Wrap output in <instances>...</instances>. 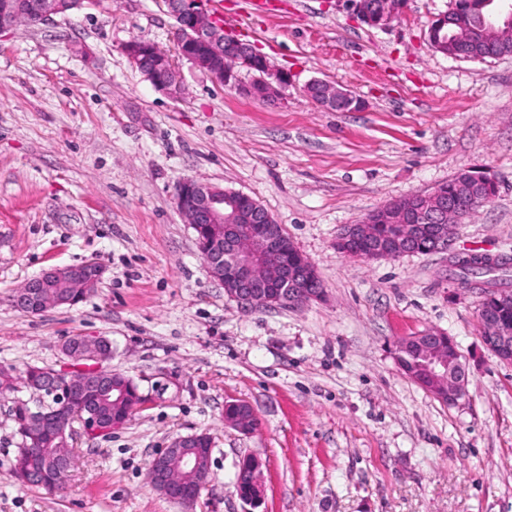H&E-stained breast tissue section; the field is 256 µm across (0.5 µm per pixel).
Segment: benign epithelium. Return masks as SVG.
Returning a JSON list of instances; mask_svg holds the SVG:
<instances>
[{
  "mask_svg": "<svg viewBox=\"0 0 512 512\" xmlns=\"http://www.w3.org/2000/svg\"><path fill=\"white\" fill-rule=\"evenodd\" d=\"M12 0H0V33L17 25L20 11L10 6ZM363 23L385 28L404 12L408 0H379L366 7L365 0H344ZM497 0H484L487 8V32L502 46L512 44V3L503 10ZM29 16L44 23L65 15L82 5V0H30ZM169 14L175 19L180 37L178 54L214 80L240 93L275 105L288 88V73L270 65L267 57L253 46L224 32V25L206 7V0H166ZM125 53L144 77L158 90L173 98L184 91L181 74L171 57L153 43L133 38L125 45ZM252 74L244 83L240 70ZM308 95L330 112L345 110L351 94L334 84L313 79L306 85ZM457 197L461 205H448L436 187L427 194L412 196L413 212L405 217V207L395 200L380 209L381 220L394 225L395 234L388 242L374 239L373 224L365 220L352 224L336 239V247L347 255H362L373 261L399 258L405 254L446 252L458 231V223L481 205L470 174L458 181ZM174 200L180 214L195 231L205 229L206 246L200 250L204 264L212 277L224 285V292L242 306H280L295 308L323 298V289L303 294L295 284L305 278L317 280L319 275L312 263L296 247L284 248L280 225L260 204L247 194L199 184L190 179L177 182ZM105 269L95 261L76 266L51 268L26 283L13 296V304L22 311L40 313L50 307L70 305L72 301L41 292L43 288H77L94 291L103 279ZM482 342L497 358L512 361V323L498 317H484ZM404 350L417 359L418 374L414 381L439 400L456 404L467 393L468 373L454 342L446 333L428 330L401 341ZM76 371L36 373L41 392L54 394L57 407L46 412L31 409L22 423V432L35 439L54 430L61 439L66 433L59 428L62 421L76 416L85 430L103 434L109 432L97 413V396L106 390L108 369L104 358L91 362L80 355ZM225 424L249 434L256 430L258 417L252 406L242 414L227 413ZM56 480L69 477L71 459L60 452L54 458ZM179 465L196 476L194 486H186L164 472L150 470L151 479L162 485L165 496L185 506L197 499V490L210 481V469L201 467L198 453L184 454ZM262 463L256 461L247 470L254 495L244 502L256 506L264 497L260 478Z\"/></svg>",
  "mask_w": 512,
  "mask_h": 512,
  "instance_id": "benign-epithelium-1",
  "label": "benign epithelium"
}]
</instances>
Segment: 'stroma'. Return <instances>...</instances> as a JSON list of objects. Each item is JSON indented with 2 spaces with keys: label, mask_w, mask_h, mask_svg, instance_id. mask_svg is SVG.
<instances>
[{
  "label": "stroma",
  "mask_w": 512,
  "mask_h": 512,
  "mask_svg": "<svg viewBox=\"0 0 512 512\" xmlns=\"http://www.w3.org/2000/svg\"><path fill=\"white\" fill-rule=\"evenodd\" d=\"M451 0H409L372 28L342 0H222L225 31L292 84L279 104L246 97L188 62L174 99L130 62L133 38L174 49L163 0H84L0 34V365L63 368L75 335L112 342L113 371L150 398L107 436H80L63 491L22 486L0 400V512H512V363L486 349L478 290L448 255L512 256V58L460 61L432 48ZM364 106L327 112L311 79ZM496 197L462 221L450 252L369 262L341 254L344 227L459 171ZM183 178L243 192L315 266L322 301L247 313L210 276L174 201ZM100 262L73 306L38 314L14 291L53 266ZM445 332L468 372L442 403L401 371L399 341ZM243 401L259 427L224 423ZM209 434L211 480L192 507L147 477L179 436ZM262 462L264 498L234 483Z\"/></svg>",
  "instance_id": "1"
}]
</instances>
